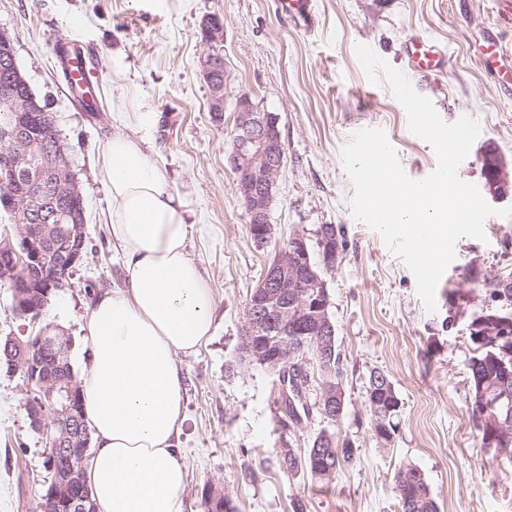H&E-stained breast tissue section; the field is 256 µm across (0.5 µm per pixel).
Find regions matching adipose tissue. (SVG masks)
<instances>
[{"label":"adipose tissue","mask_w":512,"mask_h":512,"mask_svg":"<svg viewBox=\"0 0 512 512\" xmlns=\"http://www.w3.org/2000/svg\"><path fill=\"white\" fill-rule=\"evenodd\" d=\"M146 112H127L98 158L111 204L123 287L99 293L81 326L89 344L77 376L94 438L85 480L97 512H183L180 357L213 334L215 296L187 245L186 203L132 135Z\"/></svg>","instance_id":"1"}]
</instances>
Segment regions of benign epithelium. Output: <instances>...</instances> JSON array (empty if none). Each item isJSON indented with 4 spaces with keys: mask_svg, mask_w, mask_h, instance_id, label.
<instances>
[{
    "mask_svg": "<svg viewBox=\"0 0 512 512\" xmlns=\"http://www.w3.org/2000/svg\"><path fill=\"white\" fill-rule=\"evenodd\" d=\"M201 41L205 47L199 59V72L210 89L209 111L215 120H222L225 109L226 71L224 56L220 52L224 43V21L217 15L206 16L200 25ZM0 53L8 56L12 76L0 84V103L4 105L0 118V146L6 151L3 174L0 175V198L12 214L18 213L16 200L21 193V179L30 174L31 157L40 153L55 167L58 188L43 208L58 221L71 219L65 230V243L58 261L61 273L45 277L42 268V251L37 246L39 225L33 223L37 214L27 215L30 223L19 231L20 245L7 244L0 249V271L8 277L15 298L22 291L34 293L37 288H58L71 275L82 257L85 239L84 213L71 209L68 203L82 198L77 177L69 161L62 140L46 142L33 131L34 116L47 119V112L28 90L24 93L16 85L27 83L21 74L15 56L14 39L10 31L0 28ZM233 149L229 162L236 176V191L254 224L255 242L263 246L273 237L270 211L276 187L284 165V152L278 117L259 110L250 97L243 94L235 104ZM486 191L494 197L504 196L512 189L509 178L498 156L485 159ZM320 246L331 254L324 261L326 269L336 265V226L326 224L319 231ZM319 274L311 264L306 238L296 234L288 246L278 252L249 301L248 326L240 339V353L249 359L277 367L286 360L281 334L288 329V322L302 323L303 333L317 338L322 350L335 348L336 328L327 315L329 295ZM69 345V338L47 328L35 343H24L14 336L0 344V359H5L14 370H24L31 365L33 350L62 355ZM34 395L27 403L29 418L36 424L45 415L46 402L57 400L58 408L52 412V423L47 427L46 454L51 463L62 468L76 454H85L91 444L88 429L73 414L70 401L72 379L65 368L33 371L29 373Z\"/></svg>",
    "mask_w": 512,
    "mask_h": 512,
    "instance_id": "benign-epithelium-1",
    "label": "benign epithelium"
}]
</instances>
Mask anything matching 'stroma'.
I'll list each match as a JSON object with an SVG mask.
<instances>
[{
    "label": "stroma",
    "mask_w": 512,
    "mask_h": 512,
    "mask_svg": "<svg viewBox=\"0 0 512 512\" xmlns=\"http://www.w3.org/2000/svg\"><path fill=\"white\" fill-rule=\"evenodd\" d=\"M313 9L317 21L305 30L277 0H0V28L12 33L17 61L49 103L71 155L88 237L82 262L38 320L19 318L10 289L0 287V337L34 336L50 326L69 336L74 368L84 365L89 349L80 326L96 295L123 283L97 152L118 113H151L138 135L187 203L194 226L189 251L216 299L210 343L181 363L184 512H201L207 488L228 497L237 512H291L296 498L306 512H398L394 475L404 464L422 471L439 512H512V464L482 447L468 410L475 354L468 324L500 307L482 282L512 273V217L487 218L485 240L457 241L436 309L428 311L412 271L353 218L354 188L340 157L353 134L379 129L410 177L434 171L433 148L410 132L403 106L387 84L367 79L356 56L357 45H365L403 71L406 45L421 39L447 48L449 65L446 73L416 78V91L445 122L467 116L480 125L459 176L484 186L490 151L512 169V96L476 53L488 37L512 52V0H313ZM210 14L224 19L220 124L199 74L200 23ZM70 28L100 56L101 70L89 78L98 90L94 115L70 94L53 51L56 36ZM243 93L278 116L284 149L270 214L274 242L265 247L250 237L229 162L235 101ZM326 224L343 232L341 257L323 274L344 367L346 416L338 432L359 457L321 484L284 474L276 452L310 447L329 421L315 411L289 421L277 369L241 360L239 346L246 306L275 245L295 234L316 243ZM375 369L388 375L401 400L399 429L385 448L369 423L367 380ZM31 396L22 372L0 371V512H37L48 485L46 436L26 410Z\"/></svg>",
    "instance_id": "35a3bbf8"
}]
</instances>
